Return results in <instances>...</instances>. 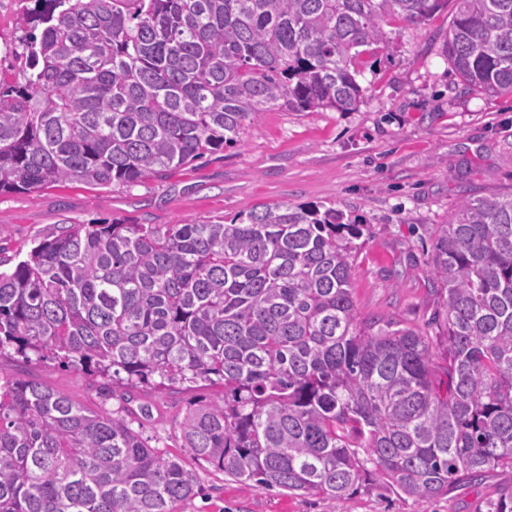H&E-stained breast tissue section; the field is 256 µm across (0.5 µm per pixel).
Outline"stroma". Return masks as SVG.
Instances as JSON below:
<instances>
[{
  "instance_id": "35a3bbf8",
  "label": "stroma",
  "mask_w": 512,
  "mask_h": 512,
  "mask_svg": "<svg viewBox=\"0 0 512 512\" xmlns=\"http://www.w3.org/2000/svg\"><path fill=\"white\" fill-rule=\"evenodd\" d=\"M35 6L0 0V75L7 81L25 67L23 17ZM450 19L445 8L422 24L385 25L387 41L361 68L366 94L356 110L265 113L236 145L132 187L73 181L36 194H0V255L18 258L63 222H227L262 204L333 207L368 227L353 258L360 318L391 317L440 335L429 274L437 226L462 198L512 194V93L463 86L443 52ZM0 378L36 379L93 408L120 405L96 396L99 377L52 360L2 355ZM212 394L206 386L142 394L156 407L143 438L183 459L196 482L180 512H489L512 490L510 468L428 502L376 484L329 500L242 482L194 460L177 438L189 402Z\"/></svg>"
}]
</instances>
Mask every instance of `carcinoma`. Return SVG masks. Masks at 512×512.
I'll use <instances>...</instances> for the list:
<instances>
[{
	"mask_svg": "<svg viewBox=\"0 0 512 512\" xmlns=\"http://www.w3.org/2000/svg\"><path fill=\"white\" fill-rule=\"evenodd\" d=\"M463 83L512 92V0H455ZM448 0H38L24 82L0 79V193L131 186L238 141L270 111L349 112L382 23ZM43 26L40 36L34 31ZM364 225L255 206L229 224H61L0 272V351L121 383L94 410L0 383V512H177L184 462L149 447L144 386L216 397L181 447L226 475L340 499L367 482L428 502L512 468V194L437 228L444 330L359 319Z\"/></svg>",
	"mask_w": 512,
	"mask_h": 512,
	"instance_id": "1",
	"label": "carcinoma"
}]
</instances>
